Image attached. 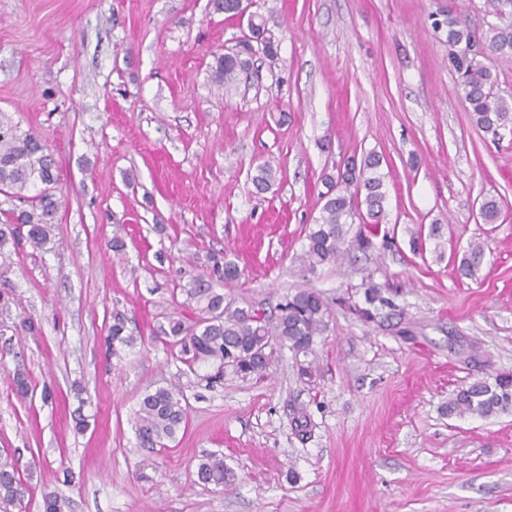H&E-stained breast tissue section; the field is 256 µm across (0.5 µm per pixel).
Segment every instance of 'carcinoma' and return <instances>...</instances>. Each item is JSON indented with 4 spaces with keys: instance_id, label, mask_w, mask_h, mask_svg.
<instances>
[{
    "instance_id": "1",
    "label": "carcinoma",
    "mask_w": 512,
    "mask_h": 512,
    "mask_svg": "<svg viewBox=\"0 0 512 512\" xmlns=\"http://www.w3.org/2000/svg\"><path fill=\"white\" fill-rule=\"evenodd\" d=\"M249 34L239 43V49L215 57L211 66L213 86L229 94L235 90L238 77L249 69L254 56L261 54L273 61L277 58L278 41L259 13L248 19ZM486 48L495 54H512V27L491 25L482 36ZM475 36L456 19H448V43L457 47L454 56L461 74V92L473 123L486 130L512 129V100L493 92L495 77L487 66L471 52ZM380 157L369 152L359 160H351L337 175H326L324 203L315 227L309 229L302 256L306 270L334 262L343 254L346 224L354 215L356 204L366 206V222L355 242L358 247H373V239L381 234L385 218L386 190L384 174L380 172ZM276 181V171L269 164L256 169L252 183L259 193L268 191ZM35 190L30 195L28 191ZM0 193L27 202V208L8 213L0 222V249L21 235L38 250L50 238L57 213L62 205L61 189L53 155L47 144L31 131H23L6 114L0 113ZM501 213L497 200H482L479 215L486 224H494ZM483 245L473 243L463 255L459 270L471 276L479 267ZM207 272L185 289L187 304L193 305L194 315L179 313L165 317L156 329L154 339L179 348L178 358L192 373L199 366H211L214 382L227 374L245 378L266 371L274 349H287L294 355L313 352L316 338L323 335L327 324L328 303L314 290L301 289L287 295L277 304L276 313L265 310L233 308L224 303V284L239 276L238 266L222 256L212 255ZM392 305L381 289L369 286L364 290V306L357 309L366 321L374 319L381 307ZM125 312L112 311L108 341L112 354L132 347L136 337L127 333ZM15 393L26 398L34 392L28 375L17 371L12 378ZM448 415H476L482 418L512 411V374L497 373L476 380L456 391L445 406ZM187 425V403L182 391L174 387H157L146 393L134 414V430L138 447L165 448ZM197 478L203 484L224 487L230 473L224 465V455L206 453L197 463ZM30 491L23 481L12 456L0 458V508L22 504ZM43 512H66L69 501L55 491L42 493Z\"/></svg>"
}]
</instances>
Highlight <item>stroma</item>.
I'll list each match as a JSON object with an SVG mask.
<instances>
[{
	"mask_svg": "<svg viewBox=\"0 0 512 512\" xmlns=\"http://www.w3.org/2000/svg\"><path fill=\"white\" fill-rule=\"evenodd\" d=\"M251 9L277 35L278 59L255 61L227 96L210 66L247 20L210 0H0V112L48 144L65 196L42 249L0 252V455L32 488L23 512H42L46 488L70 512H512V412L444 410L458 387L512 372V131L473 124L446 21L478 34L511 26L512 0ZM371 151L394 244L351 246L307 272L325 176ZM264 163L280 178L260 194L251 177ZM490 197L501 215L486 224ZM116 234L122 259L108 246ZM472 242L484 256L463 277ZM214 253L239 267L224 286L232 306L322 294L312 378L284 349L263 377L210 384L153 340ZM367 281L394 302L371 322L350 309ZM116 308L139 341L113 357ZM29 320L37 335H24ZM18 369L51 400L18 398ZM170 381L187 426L149 453L134 413ZM209 452L232 472L225 488L197 479Z\"/></svg>",
	"mask_w": 512,
	"mask_h": 512,
	"instance_id": "obj_1",
	"label": "stroma"
}]
</instances>
